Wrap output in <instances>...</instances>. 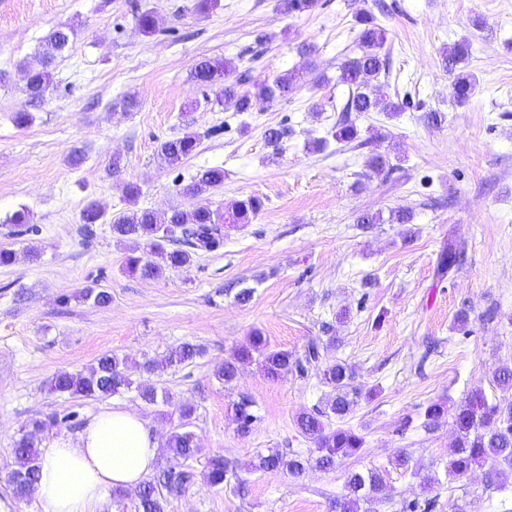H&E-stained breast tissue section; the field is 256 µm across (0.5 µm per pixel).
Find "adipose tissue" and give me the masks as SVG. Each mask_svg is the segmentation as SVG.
I'll return each mask as SVG.
<instances>
[{"label":"adipose tissue","mask_w":512,"mask_h":512,"mask_svg":"<svg viewBox=\"0 0 512 512\" xmlns=\"http://www.w3.org/2000/svg\"><path fill=\"white\" fill-rule=\"evenodd\" d=\"M157 454V439L137 412H99L76 439L42 449L36 495L43 512H100L107 491L138 486Z\"/></svg>","instance_id":"ef3b65f1"}]
</instances>
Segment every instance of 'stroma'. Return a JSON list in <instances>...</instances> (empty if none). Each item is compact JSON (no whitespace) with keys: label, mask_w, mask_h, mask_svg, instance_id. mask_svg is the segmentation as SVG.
Instances as JSON below:
<instances>
[{"label":"stroma","mask_w":512,"mask_h":512,"mask_svg":"<svg viewBox=\"0 0 512 512\" xmlns=\"http://www.w3.org/2000/svg\"><path fill=\"white\" fill-rule=\"evenodd\" d=\"M194 3L0 0V246L17 253L0 266V512H42L39 499H16L8 483L13 444L32 421H43L49 445L76 437L101 410L131 409L162 443L182 403L195 409L189 429L200 446L221 453L236 475L214 487L203 460L189 461L196 479L167 512H331L347 474L365 468L384 478L376 512H398L422 496V476L441 469L455 439L452 417L430 430L424 408L459 403L478 388L501 398L494 375L512 366V0H316L292 15L277 0H219L206 17ZM138 9L154 13V35L137 29ZM362 9L387 33L389 64L378 81L402 108L360 115L358 140L340 144L327 138L348 97L338 67L357 51ZM61 24L75 35L52 65L46 97L28 101L25 73L39 67L43 38ZM464 38L477 89L456 107L443 58ZM203 58L232 61L258 81L292 69L305 77L288 100H258L239 113L191 79ZM129 95L138 110L119 108ZM22 109L32 120L20 126ZM432 110L444 113L441 125L427 124ZM283 122L290 132L276 152L265 132ZM187 131L200 133V145L171 169L157 146ZM322 138L327 146L312 148ZM373 154L387 157L384 172L367 168ZM215 166L224 185L203 202L228 209L259 197L253 222L225 228L223 247L189 267L155 279L126 272L133 244L113 237L109 217L136 206L193 209L201 201L184 186ZM125 181L140 184L136 203L124 199ZM91 202L107 219L89 235L80 213ZM398 208L412 211V223L365 230L356 222ZM20 209L37 233L9 235L7 220ZM451 242L463 261L441 281L437 257ZM87 288L106 289L111 302L81 299ZM244 288L253 294L243 305L235 296ZM256 329L272 347L298 353L318 341L321 366L348 363L356 386L376 389L330 422L364 435L359 456L297 478L250 470L253 455L269 448L309 455L313 442L297 418L329 393L316 373L271 380L254 363L231 386L217 380ZM186 341L204 349L194 363L132 374L168 403L147 404L133 389L87 399L50 388L57 374L89 370L103 354L137 364ZM243 397L258 417L245 435L232 419ZM67 412L71 421H60ZM401 452L405 471L392 465ZM435 496L432 512H452L460 496L469 512H512V478L491 492L477 468Z\"/></svg>","instance_id":"obj_1"}]
</instances>
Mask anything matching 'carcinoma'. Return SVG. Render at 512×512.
<instances>
[{"mask_svg":"<svg viewBox=\"0 0 512 512\" xmlns=\"http://www.w3.org/2000/svg\"><path fill=\"white\" fill-rule=\"evenodd\" d=\"M356 23L359 26L358 52L346 58L339 67L338 82L348 86L349 96L332 133L333 139L338 142H352L358 138L357 125L348 113L360 115L379 110L396 113L401 109L400 104L386 95L383 85H373L388 65L387 54L383 53L385 30L370 13L356 16ZM74 35L73 27L61 25L45 37L42 68L27 72L24 93L28 99L33 101L45 97L52 83L49 65L68 47ZM468 51L469 44L464 39L455 44L445 57V67L453 74L448 97L456 106L465 105L477 86L476 78L463 70ZM234 70L235 67L227 60L206 59L195 65L192 78L213 91L216 103L230 102L238 112L250 111L255 98L267 101L288 99L300 79L299 74L292 70L277 76L270 84L251 81L246 71L232 80L230 76ZM248 83L252 84V89H242ZM199 143L200 135L188 132L162 141L158 153L168 166L175 168L195 153ZM223 185V168H205L197 172L186 186L185 193L192 197H205ZM262 208V200L250 196L238 201L227 217L223 211L208 205H199L191 212L173 208L159 213L145 208L129 215H117L110 220V224L113 237L120 241L133 240L142 251L140 256L126 257V270L146 279L157 278L168 269L190 266L194 256L200 252L219 249L224 243V223L249 224ZM103 218L104 211L95 203L88 204L80 214L87 228ZM9 223L17 227V231L10 232L12 236L34 231L30 226V215L25 210L16 211L9 218ZM461 263L462 250L455 247L443 250L437 265L438 277L444 278ZM201 355L199 346L185 342L159 359L145 361L140 368L152 373L190 364ZM319 358V346L315 342L310 343L303 354L297 355L272 348L266 336L254 330L247 342L236 348L233 357L218 369L216 378L229 385L235 380L240 366L254 361L272 380L293 372L304 376ZM130 369L127 359L103 354L96 366L87 372L56 375L51 381V389L78 398L110 396L132 387L134 381L130 377ZM354 379L355 370L347 363L326 367L322 380L331 388L332 395L327 398L324 407H316L298 417L299 428L314 442V456L303 458L272 448L265 454H257L251 463L252 468L256 471L281 470L297 477L312 462L327 470L333 468L338 460L359 455L364 447V437L360 433L351 428L333 429L328 425L333 417L342 419L347 416L360 397L361 391L354 386ZM252 406L253 401L247 398L233 404L237 430L242 434L249 433L257 421ZM447 414L448 406L445 403H431L424 411L425 424L436 426ZM451 414L456 427V440L448 449V462L445 465L448 482L466 476L477 467L486 466V489L495 490L506 483L512 470V401L503 398L491 402L482 390L476 389L453 406ZM42 426V421H33L31 428L14 442L15 468L11 474L17 477L18 482H12L10 486L17 499L28 500L35 493L39 480L37 460ZM166 447L176 462H187L202 455V448L190 431H173ZM228 473V463L223 455L214 453L207 457L204 469L207 482L220 486L226 481ZM193 479L194 472L186 468L171 466L160 470L153 479L139 485L137 512H166L168 498L183 493ZM382 482V475L376 469L350 473L345 482V492L336 497L331 508L334 512H372L373 505L381 500Z\"/></svg>","mask_w":512,"mask_h":512,"instance_id":"cac0c4a2","label":"carcinoma"}]
</instances>
